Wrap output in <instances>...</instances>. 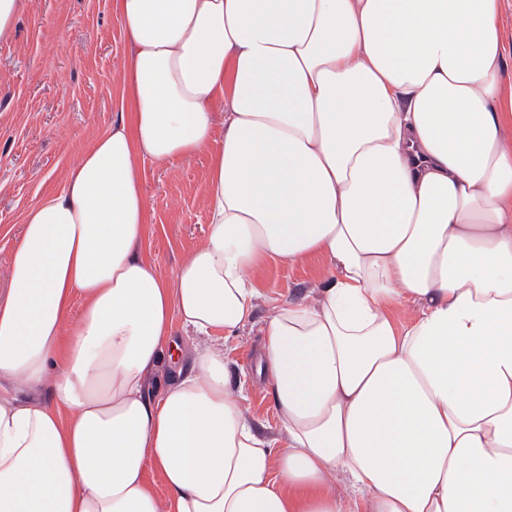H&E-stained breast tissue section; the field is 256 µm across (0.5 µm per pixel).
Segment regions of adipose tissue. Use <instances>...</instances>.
<instances>
[{
	"mask_svg": "<svg viewBox=\"0 0 512 512\" xmlns=\"http://www.w3.org/2000/svg\"><path fill=\"white\" fill-rule=\"evenodd\" d=\"M112 9L127 109L27 210L0 299V512H355L340 471L367 512H512L502 0ZM204 151L206 239L168 280L142 165ZM315 257V300L261 329L267 439L223 342L259 267ZM179 329L205 344L152 395Z\"/></svg>",
	"mask_w": 512,
	"mask_h": 512,
	"instance_id": "adipose-tissue-1",
	"label": "adipose tissue"
}]
</instances>
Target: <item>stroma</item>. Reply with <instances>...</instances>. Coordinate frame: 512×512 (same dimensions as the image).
Masks as SVG:
<instances>
[{
	"label": "stroma",
	"mask_w": 512,
	"mask_h": 512,
	"mask_svg": "<svg viewBox=\"0 0 512 512\" xmlns=\"http://www.w3.org/2000/svg\"><path fill=\"white\" fill-rule=\"evenodd\" d=\"M127 37L112 0H28L14 36L0 41V294L28 208L61 190L82 151L120 112ZM208 156L145 161L154 210L145 260L165 278L202 244L208 219ZM326 262L277 261L255 275L253 322L224 345L231 380L247 382L257 432L278 437L270 387L258 373L261 327L274 300H309Z\"/></svg>",
	"instance_id": "stroma-1"
}]
</instances>
